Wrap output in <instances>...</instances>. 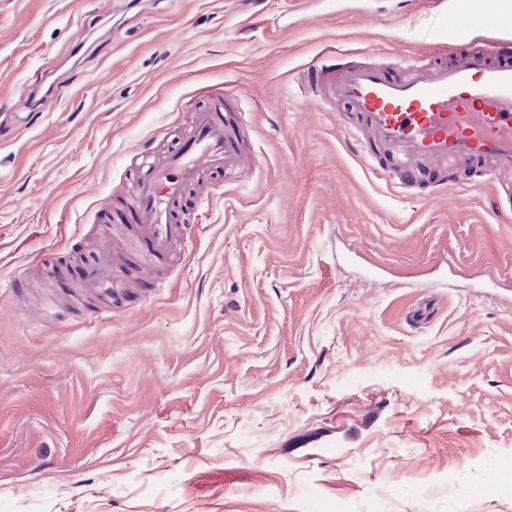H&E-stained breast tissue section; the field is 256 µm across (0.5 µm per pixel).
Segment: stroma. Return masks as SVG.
Listing matches in <instances>:
<instances>
[{"label":"stroma","mask_w":512,"mask_h":512,"mask_svg":"<svg viewBox=\"0 0 512 512\" xmlns=\"http://www.w3.org/2000/svg\"><path fill=\"white\" fill-rule=\"evenodd\" d=\"M458 3L0 0V512H512V213L467 164L385 184L301 82L512 43L438 35ZM203 85L254 168L151 299L83 289Z\"/></svg>","instance_id":"35a3bbf8"}]
</instances>
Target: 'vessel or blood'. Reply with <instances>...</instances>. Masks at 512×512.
<instances>
[{
    "label": "vessel or blood",
    "instance_id": "obj_1",
    "mask_svg": "<svg viewBox=\"0 0 512 512\" xmlns=\"http://www.w3.org/2000/svg\"><path fill=\"white\" fill-rule=\"evenodd\" d=\"M317 82L328 101L358 114L383 150L387 162L378 175L386 183L407 186L438 164L466 160L480 171L474 189L505 193L498 177L512 173V57L501 43L439 62L398 58L387 66H324ZM235 118L231 94H210L178 147L142 153L132 198L112 219L130 224L152 264L186 246L183 190L200 185L204 174L244 169L247 152L231 126ZM123 256L114 239L99 238L84 286L110 281Z\"/></svg>",
    "mask_w": 512,
    "mask_h": 512
}]
</instances>
